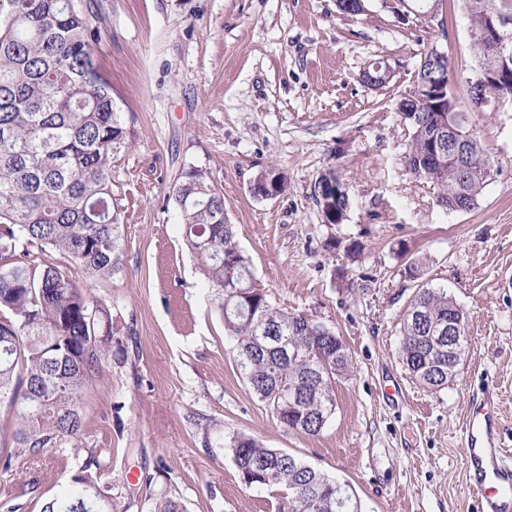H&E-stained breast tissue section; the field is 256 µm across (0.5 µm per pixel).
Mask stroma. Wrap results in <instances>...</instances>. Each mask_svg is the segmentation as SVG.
Wrapping results in <instances>:
<instances>
[{
	"label": "stroma",
	"instance_id": "1",
	"mask_svg": "<svg viewBox=\"0 0 512 512\" xmlns=\"http://www.w3.org/2000/svg\"><path fill=\"white\" fill-rule=\"evenodd\" d=\"M93 56L133 124L112 170L125 211L122 270L96 295L112 306L111 350L84 400L78 446L0 467V512H41L89 469L112 512H275L273 490L245 486L228 446L243 433L348 484L362 512H467L461 429L487 383L512 461V103L469 123L500 172L478 208L447 212L405 169L396 103L421 52L448 53L459 99L472 76L469 21L444 0L442 22H399L381 0L360 15L336 0H81ZM391 81L364 86L371 60ZM275 164L288 188L255 198ZM196 166L224 196L235 240L273 302L331 327L351 365L335 412L308 436L283 428L250 391L224 320L182 239L169 200ZM348 189L343 223L314 196L325 172ZM447 286L468 313L467 353L429 390L398 354L417 289L407 268Z\"/></svg>",
	"mask_w": 512,
	"mask_h": 512
}]
</instances>
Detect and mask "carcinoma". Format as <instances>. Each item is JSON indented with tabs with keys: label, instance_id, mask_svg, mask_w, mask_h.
I'll return each instance as SVG.
<instances>
[{
	"label": "carcinoma",
	"instance_id": "1",
	"mask_svg": "<svg viewBox=\"0 0 512 512\" xmlns=\"http://www.w3.org/2000/svg\"><path fill=\"white\" fill-rule=\"evenodd\" d=\"M470 21L474 76L460 122L470 136L454 160L432 161L436 141L453 138L447 112H408L404 163L437 186L445 212L478 207L500 166L467 126L484 70L502 59L484 38L493 12L512 16V0H461ZM98 32L78 0H0V406L12 414L18 453L38 461L77 445L82 404L112 340L108 305L96 284L120 270L124 206L112 188V163L131 143V129L93 59ZM169 198L180 210L184 241L208 282L234 341L250 390L284 427L317 435L334 414L336 377L349 368L344 342L327 325L276 306L255 287L249 259L224 223V196L195 166L183 169ZM58 252L66 264L47 260ZM459 304L448 289L418 285L401 319L400 360L423 387L448 384V346L434 340L437 322ZM321 368L318 390L297 406L290 392L307 387V366ZM233 460L244 481L276 491L277 512H360L339 505L336 480L284 451L237 434ZM43 512H112L91 475Z\"/></svg>",
	"mask_w": 512,
	"mask_h": 512
}]
</instances>
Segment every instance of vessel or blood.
<instances>
[{
	"mask_svg": "<svg viewBox=\"0 0 512 512\" xmlns=\"http://www.w3.org/2000/svg\"><path fill=\"white\" fill-rule=\"evenodd\" d=\"M466 481L472 512H512V463L501 449L499 406L486 391L464 423Z\"/></svg>",
	"mask_w": 512,
	"mask_h": 512,
	"instance_id": "b4317fda",
	"label": "vessel or blood"
}]
</instances>
